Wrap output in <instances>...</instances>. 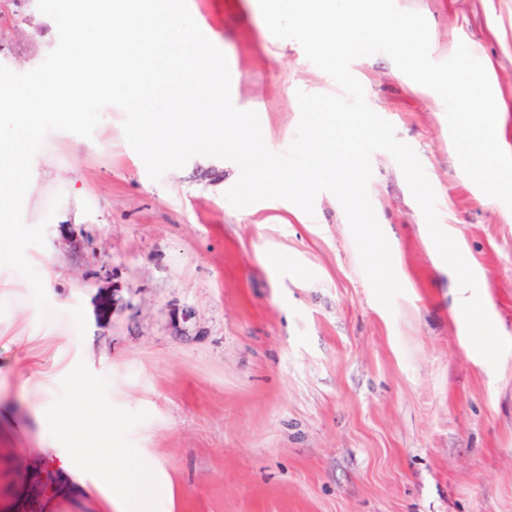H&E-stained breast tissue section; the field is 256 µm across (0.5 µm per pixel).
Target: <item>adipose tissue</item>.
Instances as JSON below:
<instances>
[{
    "label": "adipose tissue",
    "instance_id": "obj_1",
    "mask_svg": "<svg viewBox=\"0 0 512 512\" xmlns=\"http://www.w3.org/2000/svg\"><path fill=\"white\" fill-rule=\"evenodd\" d=\"M34 418L46 431L44 446L32 462L45 470L49 505L94 492L106 512H174L173 486L155 474L146 456L118 458L85 379L74 378L67 403L48 398L38 404Z\"/></svg>",
    "mask_w": 512,
    "mask_h": 512
}]
</instances>
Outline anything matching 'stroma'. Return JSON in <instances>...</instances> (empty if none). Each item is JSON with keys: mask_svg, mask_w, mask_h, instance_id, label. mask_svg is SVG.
I'll return each instance as SVG.
<instances>
[{"mask_svg": "<svg viewBox=\"0 0 512 512\" xmlns=\"http://www.w3.org/2000/svg\"><path fill=\"white\" fill-rule=\"evenodd\" d=\"M428 21L433 60L465 43L512 106V0H395ZM227 57L231 99L285 151L297 92L340 94L293 40L245 0H188ZM58 42L37 0H0V64L23 73ZM368 105L419 158L442 228L473 270L486 311L512 340V209L463 172L441 98L384 54L356 59ZM105 107L92 137L50 132L33 158L26 225L51 256L40 317L26 278L0 288V411L33 456L43 391L66 402L73 374L117 417L118 453L147 449L170 476L174 512H512V351L491 366L454 313L457 279L385 151L368 194L404 289L386 309L363 271L345 211L267 199L238 209L229 160L194 156L151 179ZM58 209H51L52 199ZM0 453V508L43 512L39 473L17 487Z\"/></svg>", "mask_w": 512, "mask_h": 512, "instance_id": "obj_1", "label": "stroma"}]
</instances>
